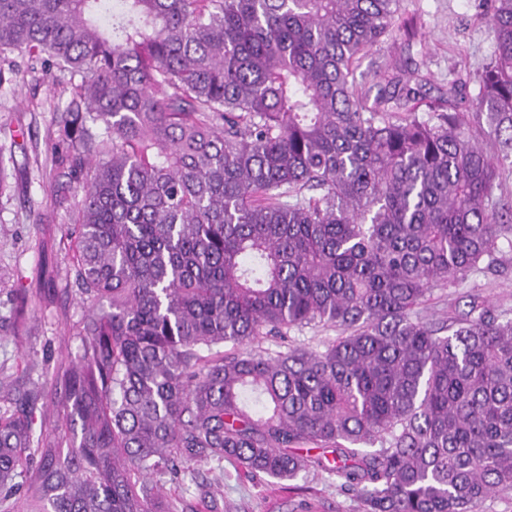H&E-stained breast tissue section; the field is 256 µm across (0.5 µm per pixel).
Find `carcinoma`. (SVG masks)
<instances>
[{
  "label": "carcinoma",
  "mask_w": 512,
  "mask_h": 512,
  "mask_svg": "<svg viewBox=\"0 0 512 512\" xmlns=\"http://www.w3.org/2000/svg\"><path fill=\"white\" fill-rule=\"evenodd\" d=\"M477 6L491 58L422 115L417 68L384 72L394 91L370 106L355 84L397 0H0V58L70 75L53 192L74 199L89 302L80 354L45 381L66 432L27 401L0 413V502L158 512L164 478L225 459L325 471L364 512H481L512 492V317L474 299L420 312L512 234L494 198L512 0ZM308 326L337 336L288 346Z\"/></svg>",
  "instance_id": "cac0c4a2"
}]
</instances>
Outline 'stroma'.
Returning a JSON list of instances; mask_svg holds the SVG:
<instances>
[{
    "label": "stroma",
    "instance_id": "stroma-1",
    "mask_svg": "<svg viewBox=\"0 0 512 512\" xmlns=\"http://www.w3.org/2000/svg\"><path fill=\"white\" fill-rule=\"evenodd\" d=\"M398 19L411 33L385 38L356 64L360 92L375 97L377 75L401 60L419 68L426 102L446 105L448 84L460 66L477 70L494 51L493 37L474 0H400ZM0 67L16 69V81L0 85V144L12 150L6 167L11 201L0 210V410L12 409L24 392L43 382L59 355L78 354L77 334L86 307L64 284L72 277L65 233L68 214L54 202L55 170L49 138L69 101L63 84L26 59L10 55ZM41 223H33V214ZM479 299L512 314V248L499 264L455 286L436 287L422 313L443 320ZM163 506L175 512H301L310 501L320 512H362L361 500L323 471L278 480L239 472L232 461L195 464L180 482H164Z\"/></svg>",
    "mask_w": 512,
    "mask_h": 512
}]
</instances>
